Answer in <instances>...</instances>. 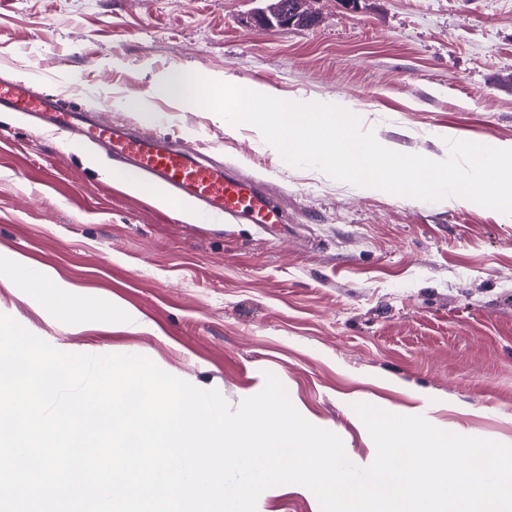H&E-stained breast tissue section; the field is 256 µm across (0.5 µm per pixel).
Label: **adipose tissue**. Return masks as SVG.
Listing matches in <instances>:
<instances>
[{"mask_svg": "<svg viewBox=\"0 0 512 512\" xmlns=\"http://www.w3.org/2000/svg\"><path fill=\"white\" fill-rule=\"evenodd\" d=\"M18 281L38 289V299L47 312L54 319L70 326L75 324L78 313L98 306L95 299L77 296L74 285L62 279L55 271L32 268L28 258L19 254L11 259L10 274L0 275V284L10 288Z\"/></svg>", "mask_w": 512, "mask_h": 512, "instance_id": "obj_1", "label": "adipose tissue"}]
</instances>
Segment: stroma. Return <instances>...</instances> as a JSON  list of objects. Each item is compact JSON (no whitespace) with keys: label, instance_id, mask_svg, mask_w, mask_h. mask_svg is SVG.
I'll list each match as a JSON object with an SVG mask.
<instances>
[{"label":"stroma","instance_id":"stroma-1","mask_svg":"<svg viewBox=\"0 0 512 512\" xmlns=\"http://www.w3.org/2000/svg\"><path fill=\"white\" fill-rule=\"evenodd\" d=\"M264 6L0 0V81L193 139L211 162L268 183L287 218L187 222L106 179L112 163L98 151L0 112V269L23 254L148 329L96 311L71 330L22 284L0 287V313L67 353L148 357L234 407L273 373L359 466L376 449L358 402L512 445V222L471 201L367 193L291 167L254 130L154 88L177 70L286 101L339 99L401 153L443 154L442 130L509 144L512 0H312L316 24L290 30L263 25ZM257 512L320 506L286 484L264 491Z\"/></svg>","mask_w":512,"mask_h":512}]
</instances>
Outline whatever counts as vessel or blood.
<instances>
[{
    "label": "vessel or blood",
    "instance_id": "b4317fda",
    "mask_svg": "<svg viewBox=\"0 0 512 512\" xmlns=\"http://www.w3.org/2000/svg\"><path fill=\"white\" fill-rule=\"evenodd\" d=\"M0 112H25L77 142H88L121 168L163 186L175 198L190 200L200 218L212 223L279 224L283 215L264 188L200 161L192 146L136 134L112 124L105 111L88 112L68 104L65 96H36L31 84H0Z\"/></svg>",
    "mask_w": 512,
    "mask_h": 512
}]
</instances>
